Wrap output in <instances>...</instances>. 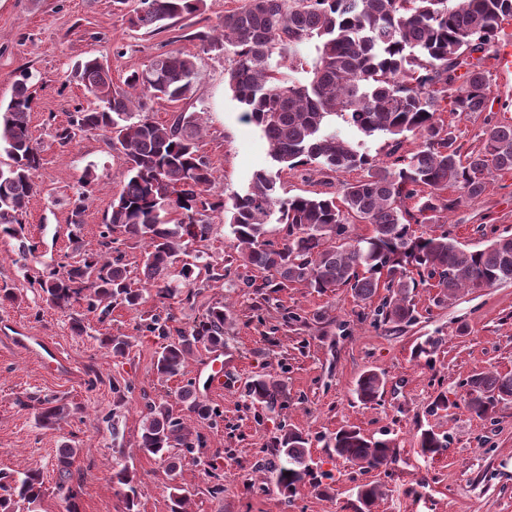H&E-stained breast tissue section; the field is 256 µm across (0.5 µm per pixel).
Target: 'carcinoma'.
Masks as SVG:
<instances>
[{
	"mask_svg": "<svg viewBox=\"0 0 512 512\" xmlns=\"http://www.w3.org/2000/svg\"><path fill=\"white\" fill-rule=\"evenodd\" d=\"M206 0H139L131 24L149 33L169 20L202 11ZM512 18V0H243L224 12L222 37L199 38L229 51L234 67L227 84L243 106V122L259 128L269 142L276 171L253 174L247 189L227 200L209 197L216 170L199 146L200 125L192 112H179L160 124L145 114L146 101L178 102L192 96L201 83L194 57L162 52L144 68L131 72L124 86H115L109 70L96 57L79 63L72 79L100 102L79 108L54 138L61 146L80 133L97 132L123 158L127 181L112 199L99 230L98 250L85 248L80 236L89 195L80 192L70 202L68 238L71 251L61 255L45 278L24 274L51 308L70 311L71 329L87 333L88 316L100 324L112 321L118 308L137 310L145 295L156 290L171 298L186 289L193 298L199 282L216 280L213 256L196 245L209 240L214 212L224 213L235 240L229 264L238 263L263 274L249 287L283 289L303 283L319 294L348 288L368 302L379 288L384 298L379 322L400 328L416 319L412 293L436 280L437 306L448 304L464 290L491 287L512 280V236H500L483 248L464 249L448 237L417 233L415 224H437L460 198L484 194L493 173L512 172V123L490 125L479 145L466 153L456 146L451 127L439 119L440 102L456 115L484 112L489 102V70L485 61L498 44L503 22ZM315 42L316 57L297 80L280 70L279 60H300L301 46ZM30 75L15 81L7 104H0V236L19 242L21 259L33 254L24 216L35 192L34 173L41 151L29 128L34 97ZM340 118L366 137L382 135L397 151L407 136L418 148L389 163L377 160L364 145H353L330 130ZM315 165L331 171L361 170L364 175L343 186L341 203L334 198L282 197L277 180L284 169ZM451 189L455 198L442 195ZM282 225L277 238L269 228L272 216ZM351 224H369L368 235L353 237ZM140 247L141 278L131 277L124 262L125 247ZM75 303L84 310L71 313ZM224 305L207 308L192 328L170 339L168 319L154 315L147 331L167 340L157 359V373L174 377L199 349L224 348ZM113 356L128 354L125 335L99 338ZM442 339L428 337L416 344L414 359L429 366ZM466 410L480 418L512 402V376L478 370L466 382ZM383 376L368 370L354 393L363 402L377 400ZM246 396L265 409L283 407L282 383L261 374L245 386ZM193 398L188 409L199 421H215L217 409L187 384L179 400ZM73 411L63 399L45 397L37 418L52 428ZM202 443L187 419L166 400L146 404L142 415L140 452L164 457L176 446L192 452ZM309 439L283 424L274 437L277 460L264 467L266 477L289 502L311 484ZM337 456L364 471L392 462L395 444L375 439L350 426L328 441ZM446 440L431 429L421 431L418 449L432 458ZM112 481L128 488L125 512H136L135 473L123 446H113ZM80 449L65 442L57 450L59 488L72 491V467ZM44 480L38 470H0V512H38ZM384 496L378 485L357 491L359 512H372Z\"/></svg>",
	"mask_w": 512,
	"mask_h": 512,
	"instance_id": "carcinoma-1",
	"label": "carcinoma"
}]
</instances>
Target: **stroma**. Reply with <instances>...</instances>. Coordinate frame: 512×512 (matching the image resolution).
<instances>
[{"mask_svg":"<svg viewBox=\"0 0 512 512\" xmlns=\"http://www.w3.org/2000/svg\"><path fill=\"white\" fill-rule=\"evenodd\" d=\"M241 0H206L191 19L153 34L130 27L129 9L114 0H0V103L8 102L14 82L31 73L35 108L30 130L41 146L37 189L25 217L37 250L27 260L32 271H45L52 258L69 249L68 202L90 179L91 198L81 235L96 247L102 217L122 188L126 166L103 136L89 134L68 147L53 138L54 125L65 124L77 107L92 104L81 85L70 81L77 62L100 57L113 84L165 50L194 56L202 81L190 98L172 103L149 101L154 121L168 122L177 112L195 113L202 126L200 146L217 171L215 198L243 191L253 173L272 168L266 138L240 119L242 107L224 77L233 66L231 53L200 41L216 34L226 11ZM489 109L457 116L440 112L452 126L462 149L477 145L487 125L512 122V78L490 74ZM360 171H284L279 193L340 197L342 185ZM424 232H448L466 249L483 247L494 233L512 232V173L494 174L485 194L462 199L445 212L442 223ZM17 243L0 237V281L15 283L20 302L0 306V470L33 469L44 477L40 512H125L120 486L111 480L112 427L106 416L118 410L127 463L138 478V512H169L172 486L190 499L189 512H357L356 491L379 484L387 495L375 512H512V403L489 419L464 407V384L479 369L512 375V281L477 292H464L445 307L435 306V288L422 285L413 293L416 322L390 329L375 323L374 312L387 294L378 289L370 302L355 300L340 288L321 295L302 284L260 295L246 285L252 269L233 266L220 282L197 283L195 299L148 298L139 310L115 309L107 330L130 336L132 348L112 356L99 341L73 333L65 313L41 308L17 263ZM223 303L226 349L237 363L224 369L222 391L204 398L221 416L199 422L204 443L194 453L173 449L177 468L167 459L151 458L137 448L142 411L151 401L177 403L178 392L194 380L211 354L190 357L182 375L166 379L156 372L164 345L147 332L145 318L171 313V331L190 329L207 307ZM16 336L48 341L58 364L43 351L18 349ZM437 336L442 345L433 366L412 356L415 344ZM384 374L381 397L360 402L353 393L366 371ZM281 376L287 387L282 410L268 412L244 394L246 382L259 373ZM131 384L122 405H115L113 384ZM448 396L447 409L433 411L438 393ZM62 397L77 412L52 428L39 425L33 398ZM302 430L311 441V459L324 479L305 487L291 503H282L274 485L264 479L259 462L279 424ZM355 426L364 434L393 438L396 460L388 467L361 471L326 448L328 437ZM447 438L440 454L424 458L417 438L424 429ZM69 442L81 450L73 465L75 501L58 490L57 450Z\"/></svg>","mask_w":512,"mask_h":512,"instance_id":"35a3bbf8","label":"stroma"}]
</instances>
